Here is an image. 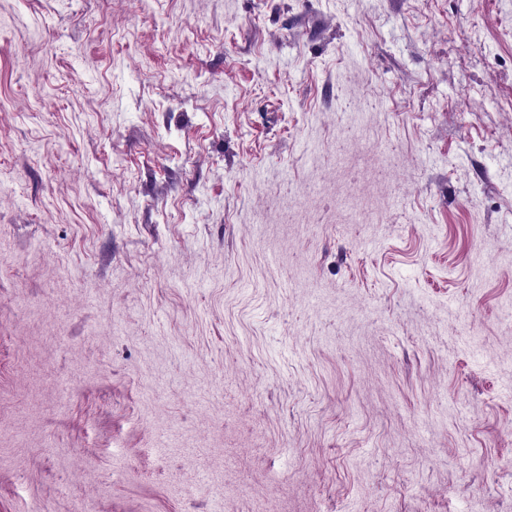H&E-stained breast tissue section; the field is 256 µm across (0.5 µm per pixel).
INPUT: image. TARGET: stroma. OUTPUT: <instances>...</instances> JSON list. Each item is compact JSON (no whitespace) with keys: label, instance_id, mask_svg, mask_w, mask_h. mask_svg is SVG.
<instances>
[{"label":"stroma","instance_id":"obj_1","mask_svg":"<svg viewBox=\"0 0 512 512\" xmlns=\"http://www.w3.org/2000/svg\"><path fill=\"white\" fill-rule=\"evenodd\" d=\"M0 512H512V0H0Z\"/></svg>","mask_w":512,"mask_h":512}]
</instances>
